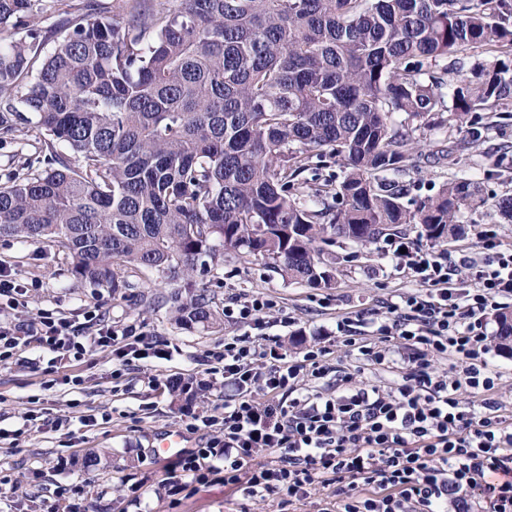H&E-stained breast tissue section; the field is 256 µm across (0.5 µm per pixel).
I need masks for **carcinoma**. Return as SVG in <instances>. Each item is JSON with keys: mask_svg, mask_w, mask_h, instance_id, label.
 Returning <instances> with one entry per match:
<instances>
[{"mask_svg": "<svg viewBox=\"0 0 512 512\" xmlns=\"http://www.w3.org/2000/svg\"><path fill=\"white\" fill-rule=\"evenodd\" d=\"M64 2L0 0V134L51 137L0 183V237L57 244L81 282L184 280L231 252L328 287L336 240L377 246L412 224L441 244L487 203L470 178L416 199L399 177L435 116L479 141L477 112L512 100V60L451 79L444 65L512 51V0H126L120 20L112 0ZM327 150L343 175L309 190ZM165 301L180 325L221 326L203 291ZM497 324L512 352V311Z\"/></svg>", "mask_w": 512, "mask_h": 512, "instance_id": "cac0c4a2", "label": "carcinoma"}]
</instances>
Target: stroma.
<instances>
[{
    "label": "stroma",
    "instance_id": "obj_1",
    "mask_svg": "<svg viewBox=\"0 0 512 512\" xmlns=\"http://www.w3.org/2000/svg\"><path fill=\"white\" fill-rule=\"evenodd\" d=\"M483 120L488 133L478 142L452 120L425 130L404 177L412 194L423 196L457 177L484 183L489 201L478 211L463 213L465 236L439 247L462 278L470 275L468 261L482 254L480 232L485 225H495L502 244L512 246V222L495 206L512 196V164L496 163L500 151L512 152V104ZM45 141L30 125L0 137V175L21 170L25 158L37 156ZM333 251L334 282L328 288L285 281L261 261L231 254L196 274L181 291L186 296L206 291L218 311L234 298L273 299L295 323L286 329L276 316H268L266 333L289 354L320 341L330 359L359 370L364 382L393 386L398 366L363 361L337 345L333 331L338 317L377 308L384 299L411 291L412 284L376 247L340 242ZM71 264L56 243L0 238V268L10 270L30 290L19 320L46 309L79 322L86 311L97 309L115 328L140 326L160 355L135 362L117 382L112 379L116 359L109 348H93L82 361L69 364L33 347L18 363L0 366V428L23 431L18 441L0 443V512L12 507L17 512H48L55 487L82 483L89 486L80 502L82 512H280L276 499H245L220 477L209 486L169 497L164 483L175 461L158 459L153 451V439L162 431L182 433L187 448L204 446L203 434L185 431L183 423L188 414L208 415L223 403L224 379L207 371L204 358L222 351L225 337L239 335V328L229 322L209 331L176 325L172 306L164 301L176 288L156 272L125 270L130 286L114 293L79 282L70 273ZM69 376L81 377V385L66 384ZM149 376L157 379L156 387L147 386ZM175 380L189 382L190 391L173 396L168 384ZM31 409L75 421L90 415L94 421L73 436L64 428L27 432L24 414ZM63 456L68 465L61 469L57 460ZM138 481L145 487L135 500L128 488Z\"/></svg>",
    "mask_w": 512,
    "mask_h": 512
}]
</instances>
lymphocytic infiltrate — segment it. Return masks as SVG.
I'll use <instances>...</instances> for the list:
<instances>
[{
  "label": "lymphocytic infiltrate",
  "instance_id": "1",
  "mask_svg": "<svg viewBox=\"0 0 512 512\" xmlns=\"http://www.w3.org/2000/svg\"><path fill=\"white\" fill-rule=\"evenodd\" d=\"M481 239L485 254L468 280L456 279L447 256L415 240H395L384 254L407 273L413 290L371 315L337 319V341L362 359L381 365L399 352L404 371L391 389L358 383L329 362L326 347L314 344L291 356L268 345L263 319L277 310L275 301L252 295L225 306L230 322L255 335L226 338L213 354L224 403L187 420L188 431H206L208 440L180 456L168 494L208 485L220 474L246 498L296 504L331 489L322 512H448L449 497L459 492L485 512H512V421L496 396L486 322L512 301V248L490 229ZM28 296V287L0 269L1 366L33 345L78 362L92 348L114 344L117 380L149 355L151 345L136 326L115 329L96 310L85 312L80 326L49 310L17 320ZM257 389L263 400L254 399ZM472 391L482 400H469Z\"/></svg>",
  "mask_w": 512,
  "mask_h": 512
}]
</instances>
